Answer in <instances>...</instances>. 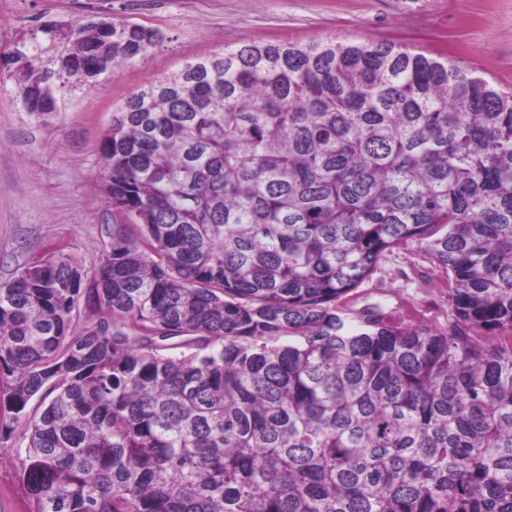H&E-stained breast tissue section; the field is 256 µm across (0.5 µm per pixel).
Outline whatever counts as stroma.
Instances as JSON below:
<instances>
[{
  "label": "stroma",
  "mask_w": 512,
  "mask_h": 512,
  "mask_svg": "<svg viewBox=\"0 0 512 512\" xmlns=\"http://www.w3.org/2000/svg\"><path fill=\"white\" fill-rule=\"evenodd\" d=\"M97 10L159 30L163 39L52 124L31 122L0 95V284L57 249L86 271L99 267L112 222L99 180V141L133 91L189 59L227 45L335 36L406 45L512 87V0H99ZM81 15L72 0H0V47L44 20ZM372 303L403 325L445 328L446 274L394 250L346 308ZM27 437L21 420L0 439V512H32L21 479Z\"/></svg>",
  "instance_id": "obj_1"
}]
</instances>
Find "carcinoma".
Masks as SVG:
<instances>
[{"label":"carcinoma","mask_w":512,"mask_h":512,"mask_svg":"<svg viewBox=\"0 0 512 512\" xmlns=\"http://www.w3.org/2000/svg\"><path fill=\"white\" fill-rule=\"evenodd\" d=\"M162 39L48 19L0 90L47 124ZM99 162L98 270L0 285L33 512H512V90L394 43L226 46L132 93ZM400 247L445 329L344 316Z\"/></svg>","instance_id":"1"}]
</instances>
